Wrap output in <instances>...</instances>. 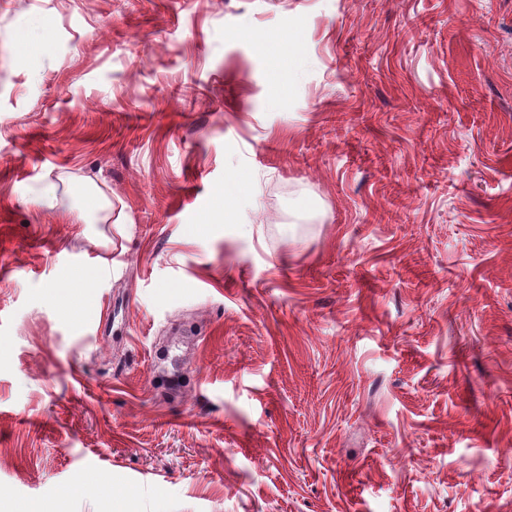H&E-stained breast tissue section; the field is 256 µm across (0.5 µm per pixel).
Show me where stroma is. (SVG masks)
<instances>
[{
	"label": "stroma",
	"instance_id": "stroma-1",
	"mask_svg": "<svg viewBox=\"0 0 512 512\" xmlns=\"http://www.w3.org/2000/svg\"><path fill=\"white\" fill-rule=\"evenodd\" d=\"M85 474L512 512V0H0V512Z\"/></svg>",
	"mask_w": 512,
	"mask_h": 512
}]
</instances>
